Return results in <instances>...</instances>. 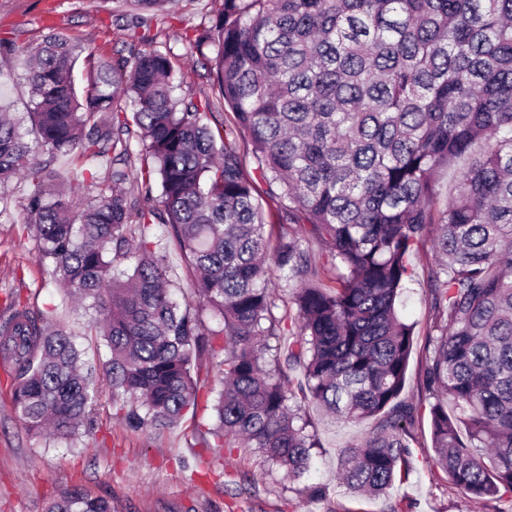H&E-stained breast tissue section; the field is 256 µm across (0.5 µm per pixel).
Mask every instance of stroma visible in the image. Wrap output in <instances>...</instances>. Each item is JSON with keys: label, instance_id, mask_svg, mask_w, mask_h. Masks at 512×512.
Returning <instances> with one entry per match:
<instances>
[{"label": "stroma", "instance_id": "obj_1", "mask_svg": "<svg viewBox=\"0 0 512 512\" xmlns=\"http://www.w3.org/2000/svg\"><path fill=\"white\" fill-rule=\"evenodd\" d=\"M218 0H173L165 21L127 29L115 12L113 0H0V40L25 45L40 40L48 29L94 48L104 58L127 59L152 48L170 53L177 62L179 95L195 101L214 98L213 79L202 66L196 39L206 11ZM30 88L17 58L0 56V108L26 112ZM29 188H9L13 223H0V321L9 316L12 293L37 314L54 317L71 333L89 363H97L101 342L88 333L91 313L65 303L50 272L36 259L35 242L23 229ZM416 272L408 282L398 312L415 327L402 396L418 400L420 376L431 332L427 274L434 265L431 246L411 259ZM305 415L318 431L321 446L314 451L315 466L300 479L286 478L279 467L264 462L250 448H202L193 419L184 418L173 429L156 433L134 431L114 415L109 392H102L97 423L73 442L31 438L14 414L4 379L0 378V512H43L45 503L72 483L111 499L115 512H512L506 501L467 502L434 466L428 419L413 431V470L395 485L389 500H356L337 478L343 448L363 437L365 425H345L318 407ZM202 453L208 467L189 474L182 460ZM325 488L323 498L312 496V486Z\"/></svg>", "mask_w": 512, "mask_h": 512}]
</instances>
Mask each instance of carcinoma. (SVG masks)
<instances>
[{
	"label": "carcinoma",
	"instance_id": "carcinoma-1",
	"mask_svg": "<svg viewBox=\"0 0 512 512\" xmlns=\"http://www.w3.org/2000/svg\"><path fill=\"white\" fill-rule=\"evenodd\" d=\"M117 2L139 25L172 0ZM196 48L227 124L175 95L167 53L101 58L80 96L81 46L58 32L0 42L31 92L24 116L0 113V217L12 222L7 190L27 182L38 261L68 302L89 303L108 351L88 364L59 323L13 302L0 359L24 429L53 441L91 430L99 369L130 429H172L197 415L193 372L208 359L220 388L199 444L255 448L301 478L320 447L301 394L343 423L373 420L342 451L338 479L378 499L413 469L423 404L401 397L414 330L397 304L408 256L430 242L421 390L433 462L469 500L512 499V0H222ZM110 151L106 176L71 180L80 199L43 193L56 173L39 155ZM445 173L455 189L437 210ZM258 181L278 212L268 235ZM171 245L191 275L183 307ZM285 334L287 347L270 345ZM44 512L112 502L74 485Z\"/></svg>",
	"mask_w": 512,
	"mask_h": 512
}]
</instances>
